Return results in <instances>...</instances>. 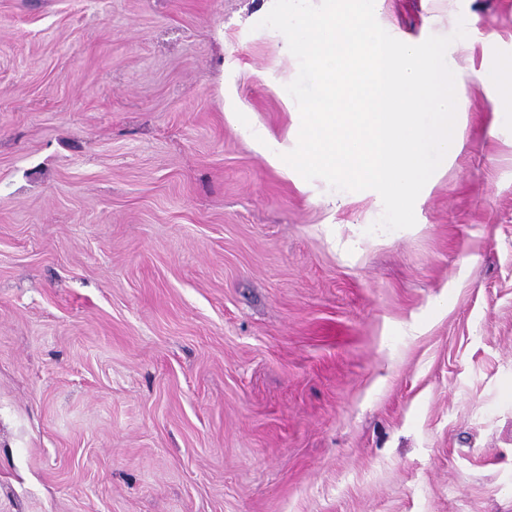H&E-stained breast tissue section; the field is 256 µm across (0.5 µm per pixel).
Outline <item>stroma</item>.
<instances>
[{
  "label": "stroma",
  "mask_w": 512,
  "mask_h": 512,
  "mask_svg": "<svg viewBox=\"0 0 512 512\" xmlns=\"http://www.w3.org/2000/svg\"><path fill=\"white\" fill-rule=\"evenodd\" d=\"M268 0H0V512H512V128L331 209ZM512 0H385L416 38ZM354 239L352 251L338 247Z\"/></svg>",
  "instance_id": "1"
}]
</instances>
